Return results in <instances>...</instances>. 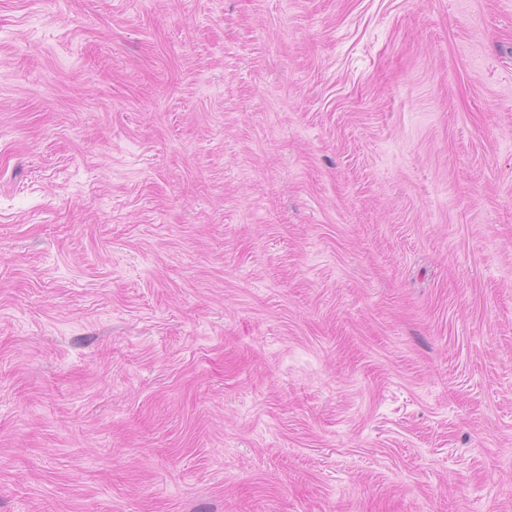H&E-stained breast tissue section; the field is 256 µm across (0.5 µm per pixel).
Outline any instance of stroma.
I'll return each instance as SVG.
<instances>
[{"label":"stroma","mask_w":512,"mask_h":512,"mask_svg":"<svg viewBox=\"0 0 512 512\" xmlns=\"http://www.w3.org/2000/svg\"><path fill=\"white\" fill-rule=\"evenodd\" d=\"M0 512H512V0H0Z\"/></svg>","instance_id":"1"}]
</instances>
